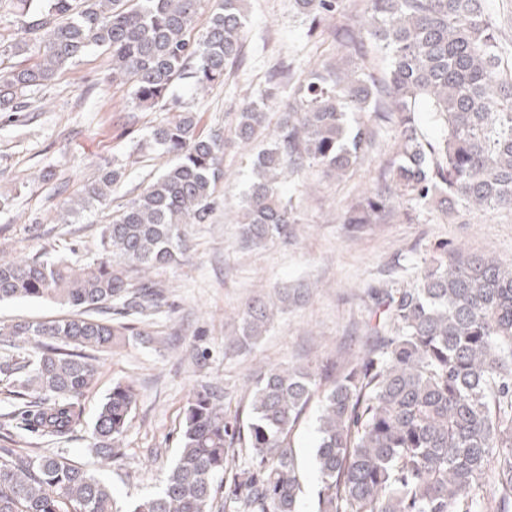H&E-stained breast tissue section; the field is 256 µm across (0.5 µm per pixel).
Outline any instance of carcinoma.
Masks as SVG:
<instances>
[{"instance_id":"cac0c4a2","label":"carcinoma","mask_w":512,"mask_h":512,"mask_svg":"<svg viewBox=\"0 0 512 512\" xmlns=\"http://www.w3.org/2000/svg\"><path fill=\"white\" fill-rule=\"evenodd\" d=\"M26 20L0 38V112L27 97L91 50L112 58V83L137 106L163 108L180 80L211 88L244 61L243 0H22ZM343 0H295L308 34H330L350 53L320 62L289 86L276 123L270 79L238 113L232 137L202 135L191 112L161 121L150 144L171 157L163 172L112 212L88 263L58 258L0 260V301L45 300L71 309L51 322L0 326V374L14 396L30 398L20 428L48 441L87 427L90 447L114 462L139 396L118 381L91 422L80 401L97 374L94 353L129 327L93 314L120 306L141 325L161 313L164 294L151 273L178 262L187 226L206 224L218 204L226 145L266 142L238 205L244 242L288 238L299 223L279 191L284 173L319 167L340 181L372 149L382 128L395 151L372 188L345 210L352 232L387 224L406 204L459 210H512V41L499 35L486 0H362L342 21ZM385 51L374 73L365 46ZM426 105L440 136L421 133ZM102 169L78 206L103 203L122 178ZM363 354L316 368L272 366L256 375L245 415L229 417L210 381L185 409L178 455L155 494L118 506L101 478L60 455L0 446V512H213L221 478L224 512H300V465L291 434L324 382L315 462L316 512H512V263L438 245L416 279L371 288ZM255 300L224 352L251 350L288 307ZM29 347L20 356L15 350Z\"/></svg>"}]
</instances>
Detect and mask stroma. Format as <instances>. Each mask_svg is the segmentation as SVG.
I'll use <instances>...</instances> for the list:
<instances>
[{
	"mask_svg": "<svg viewBox=\"0 0 512 512\" xmlns=\"http://www.w3.org/2000/svg\"><path fill=\"white\" fill-rule=\"evenodd\" d=\"M294 0H248L243 42L244 68L209 91L189 81L175 84L182 110L195 113L201 131L231 132L248 97L264 88L268 72L290 65L292 75L335 55L332 44L316 48ZM111 60L101 51L82 57L47 88L32 94L26 112H0V256L16 259L48 252L69 260L92 261L113 210L139 193L164 165L141 146L162 112L141 110L128 87L113 84ZM394 141L380 132L376 146L351 178L336 181L319 170L305 182L282 178L279 188L293 196L301 222L295 236L243 245L232 209L252 177L254 150L228 145L227 178L218 188L229 209H217L210 223L192 225L180 263L158 269L167 304L153 327V339L126 342L97 355L92 389L81 402L92 419L114 382L135 380L139 399L122 440L121 465L100 466L81 430L60 443L46 442L0 422L16 448L61 455L101 477L119 505L156 493L180 446L183 411L198 383L217 379L227 393L228 412L241 411L239 389L247 376L267 365L316 366L346 348L356 354L367 315L368 289L409 282L438 244L463 247L512 262V211H463L447 218L417 207L414 223L374 224L348 232L339 219L358 188L372 186L379 164ZM125 174L113 185L106 205L76 206L85 184L103 168ZM302 288L303 298L278 315L270 332L251 352L228 355L224 340L235 335L251 300L274 301L276 288ZM43 300L0 302V323L51 321L67 315ZM205 352L194 365L192 352ZM319 401H312L294 430L291 444L302 463L301 512H315L320 487L314 463Z\"/></svg>",
	"mask_w": 512,
	"mask_h": 512,
	"instance_id": "35a3bbf8",
	"label": "stroma"
}]
</instances>
